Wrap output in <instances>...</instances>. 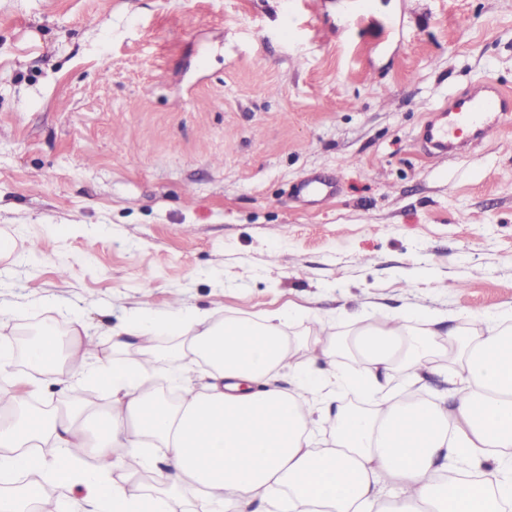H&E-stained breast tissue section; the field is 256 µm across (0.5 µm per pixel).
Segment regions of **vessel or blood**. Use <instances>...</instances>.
Here are the masks:
<instances>
[{
    "label": "vessel or blood",
    "instance_id": "b4317fda",
    "mask_svg": "<svg viewBox=\"0 0 512 512\" xmlns=\"http://www.w3.org/2000/svg\"><path fill=\"white\" fill-rule=\"evenodd\" d=\"M512 114V93L484 81L434 110L421 128L419 139L433 154L466 151L497 130Z\"/></svg>",
    "mask_w": 512,
    "mask_h": 512
}]
</instances>
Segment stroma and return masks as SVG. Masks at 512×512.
<instances>
[{
    "mask_svg": "<svg viewBox=\"0 0 512 512\" xmlns=\"http://www.w3.org/2000/svg\"><path fill=\"white\" fill-rule=\"evenodd\" d=\"M484 80L512 92V0H0V305L104 348L145 306L511 310L512 123L418 143Z\"/></svg>",
    "mask_w": 512,
    "mask_h": 512,
    "instance_id": "stroma-1",
    "label": "stroma"
}]
</instances>
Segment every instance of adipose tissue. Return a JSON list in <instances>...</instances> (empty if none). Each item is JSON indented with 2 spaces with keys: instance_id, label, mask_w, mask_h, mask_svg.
Masks as SVG:
<instances>
[{
  "instance_id": "adipose-tissue-1",
  "label": "adipose tissue",
  "mask_w": 512,
  "mask_h": 512,
  "mask_svg": "<svg viewBox=\"0 0 512 512\" xmlns=\"http://www.w3.org/2000/svg\"><path fill=\"white\" fill-rule=\"evenodd\" d=\"M61 314L68 341L45 324L18 371L0 308V401L90 382L112 403L1 419L0 512L48 485L76 512H512V311L384 310L343 334L319 316L303 337L285 307L174 306L115 325L107 349ZM165 376L177 402L150 388Z\"/></svg>"
}]
</instances>
